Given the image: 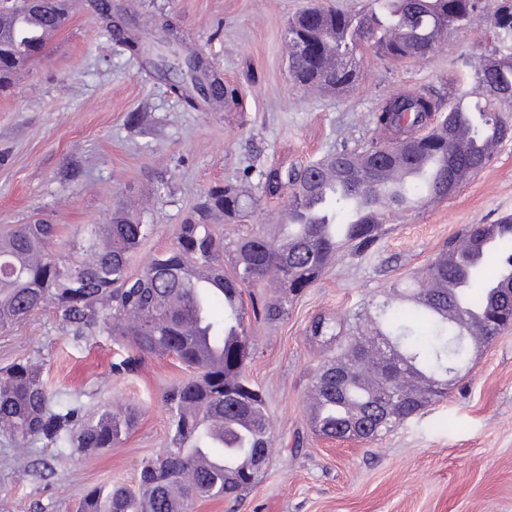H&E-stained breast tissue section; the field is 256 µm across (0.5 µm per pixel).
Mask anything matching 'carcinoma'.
<instances>
[{"label": "carcinoma", "mask_w": 512, "mask_h": 512, "mask_svg": "<svg viewBox=\"0 0 512 512\" xmlns=\"http://www.w3.org/2000/svg\"><path fill=\"white\" fill-rule=\"evenodd\" d=\"M382 10L348 13L331 7L313 8L295 15L288 22L289 71L302 86H319L331 91H347L358 81L357 55L369 49L392 61L425 56L424 47L433 43L442 28L460 30L478 10L491 7L495 26L512 31V0H374ZM103 28L129 52L142 55L148 48L138 28L123 29L112 23L108 6L97 4ZM69 15L64 0H41L36 11L25 0H0V88L8 86L19 70L18 62L40 57L46 43L36 37V25L62 29ZM409 26L407 40L394 32ZM504 71H493L476 80L484 91L475 97L477 106L468 111L467 137L448 138L452 121L470 92L463 91L441 99L425 90L396 94L371 116L379 130L398 136H422L412 153L435 152L443 170L438 173L439 188L458 182L463 170L482 169L488 163L484 145L504 139L508 121L495 108L498 101L512 100V57L499 59ZM171 91L187 107L201 105L198 89L173 81ZM356 154L334 153L317 165L345 162L348 172L341 187L326 197L320 219L285 225L288 236L278 231H258L228 242L217 239L211 229L216 217L226 224H237L261 205V198L244 193L231 182L216 184L205 192L201 202L179 225L174 247L151 259L146 270L133 277L128 265L133 253L153 232L118 205L108 224L97 225L93 236L72 245L75 252L63 256L51 248L58 238L57 225L44 220L16 224L0 231V331H8L33 313L54 304L77 344L103 333L130 349V354L112 365L120 375L133 370L146 355L172 357L193 371V376L168 389L164 403L171 428L167 452L147 461L141 469L138 490L116 485L110 490H92L80 500V512H192L202 500H228L236 503L251 489L240 476L253 454L269 452L271 435L267 424L265 398L246 376L256 348L247 331L246 320L275 322L288 316V302L315 283L324 271L326 254L348 243L364 254L376 242L381 221L371 224H335L332 210L351 207L357 201L383 193L380 175H368L367 166L355 162ZM307 168L266 174L263 192L272 194L287 183L291 193L288 209L305 208V200L321 194L320 182L307 183ZM424 179L407 183L394 198L389 211L426 192ZM471 251L455 263L432 261L426 277L457 285L456 294L464 306L479 314L492 341L501 329L512 325V282L508 288L496 284L503 268H512V215L497 224H474L465 234ZM231 259V275L236 285V308L224 305V318L216 321L210 306L226 301L223 292L196 288L181 281L174 269L191 264L201 269L224 267V255ZM276 280L283 292L275 301L251 300L244 306L243 293L263 281ZM424 281L413 279L394 289L407 301V316L392 310L389 303L379 307L372 331L343 335V323L320 316L310 325L311 339L334 354L313 373L312 387L322 396L323 407L311 426L325 438L340 436L358 423L367 424L357 436L374 442L418 414L433 400L449 393L461 374L469 370L475 348L468 331V315L451 319L437 307L448 303L441 296L436 303L420 302ZM194 315L204 319L202 333L188 334L185 321ZM374 338L379 353L388 361L374 366L376 387L402 397L380 419L367 414L373 402V387L362 384L350 370L368 362L365 345ZM224 350L219 362L209 358V346ZM344 371L336 384V369ZM415 376L422 390L412 393L401 379ZM212 416L221 422L213 432L203 424ZM138 412L131 409L120 416L110 409L93 418L83 417L82 408L62 394L47 391L38 359L28 357L0 375V432L13 446L24 448L42 441L56 448L76 446L85 453L110 448L135 427ZM203 455L238 452L246 455L240 468L225 472L222 467L197 468L189 449ZM193 472V484L183 486L184 474Z\"/></svg>", "instance_id": "obj_1"}]
</instances>
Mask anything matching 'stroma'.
Segmentation results:
<instances>
[{
	"instance_id": "1",
	"label": "stroma",
	"mask_w": 512,
	"mask_h": 512,
	"mask_svg": "<svg viewBox=\"0 0 512 512\" xmlns=\"http://www.w3.org/2000/svg\"><path fill=\"white\" fill-rule=\"evenodd\" d=\"M148 41L149 18L164 15L183 53L208 58L234 101L185 110L171 78L142 64L105 33L91 0H66L70 18L42 59L0 91V227L44 219L58 225L68 254L121 202L153 225L132 256L131 275L174 243L179 224L206 189L227 180L261 196L236 237L266 224L288 196L262 195L260 173L306 166L374 138L370 114L394 94L429 89L448 95L475 84L488 54L512 53V32L477 12L425 59L359 57L361 79L344 93H305L289 76L288 20L312 0H109ZM512 214V140L433 206L388 215L373 248H341L319 279L298 294L284 320L251 322L257 356L249 380L266 397L273 444L266 471L243 500L199 503L195 512H512V328L476 353L469 374L382 439L330 440L309 426L305 396L327 350L309 338L315 317L343 320L372 312L396 282L427 268L471 224ZM122 346L102 334L74 343L53 306L0 332V368L28 356L43 364L50 390L79 398L85 415L136 407L132 432L93 454L0 436V512H79L94 487L138 485L142 464L169 446L166 388L189 373L174 358L145 356L113 375Z\"/></svg>"
}]
</instances>
